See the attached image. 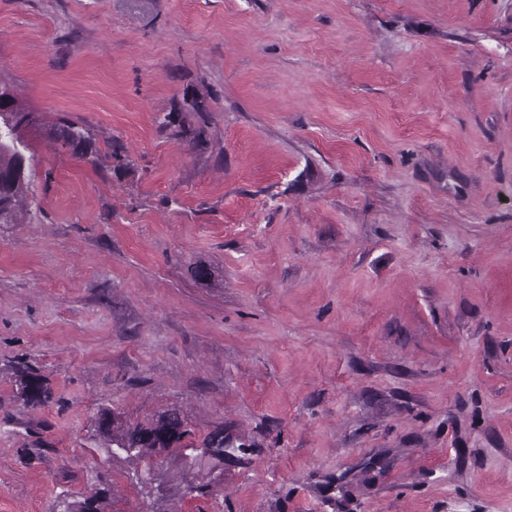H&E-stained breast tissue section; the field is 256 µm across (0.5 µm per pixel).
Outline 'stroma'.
I'll return each mask as SVG.
<instances>
[{
    "instance_id": "1",
    "label": "stroma",
    "mask_w": 512,
    "mask_h": 512,
    "mask_svg": "<svg viewBox=\"0 0 512 512\" xmlns=\"http://www.w3.org/2000/svg\"><path fill=\"white\" fill-rule=\"evenodd\" d=\"M0 83V512H512V0H0ZM1 91L10 97V112L8 98L0 94V126L9 127V137L6 138L0 127V224L24 223L25 200L28 192L26 163L33 157L31 147L25 138V131L34 123L32 112L26 111L7 88ZM22 147L26 157L25 167H21L20 159L16 154V147ZM87 130L73 121H63L55 126L53 140L61 141L63 145L73 146L75 149L85 148L88 143ZM45 376L38 374L28 365H23L16 378L17 390L21 397L32 406L44 404L51 395ZM115 418L109 409H103L99 415V428L109 444L116 451L124 452L128 457L141 459L152 450H168L180 445L186 435L184 423L177 409H166L148 425L116 427ZM203 448L208 449L210 458L219 462L224 460V456L230 455L235 451H245L243 444L235 446L229 437L224 436V429L220 428L213 430L206 436L203 441Z\"/></svg>"
}]
</instances>
